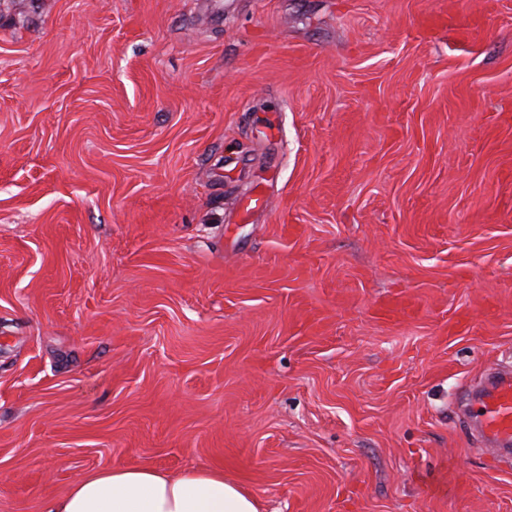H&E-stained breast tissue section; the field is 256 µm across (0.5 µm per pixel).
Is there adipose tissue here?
<instances>
[{
    "label": "adipose tissue",
    "instance_id": "obj_1",
    "mask_svg": "<svg viewBox=\"0 0 512 512\" xmlns=\"http://www.w3.org/2000/svg\"><path fill=\"white\" fill-rule=\"evenodd\" d=\"M44 512H259V504L219 471L172 476L140 466L87 474Z\"/></svg>",
    "mask_w": 512,
    "mask_h": 512
}]
</instances>
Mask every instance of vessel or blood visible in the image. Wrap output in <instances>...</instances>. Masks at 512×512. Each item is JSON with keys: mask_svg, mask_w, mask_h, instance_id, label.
Masks as SVG:
<instances>
[{"mask_svg": "<svg viewBox=\"0 0 512 512\" xmlns=\"http://www.w3.org/2000/svg\"><path fill=\"white\" fill-rule=\"evenodd\" d=\"M474 428L492 447H512V372L489 373L483 386L469 400Z\"/></svg>", "mask_w": 512, "mask_h": 512, "instance_id": "1", "label": "vessel or blood"}]
</instances>
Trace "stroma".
I'll return each instance as SVG.
<instances>
[{"label": "stroma", "instance_id": "1", "mask_svg": "<svg viewBox=\"0 0 512 512\" xmlns=\"http://www.w3.org/2000/svg\"><path fill=\"white\" fill-rule=\"evenodd\" d=\"M501 361L512 0H0V512H512L457 414ZM44 512H260L249 491L214 470L169 475L140 466L101 470L77 480Z\"/></svg>", "mask_w": 512, "mask_h": 512}]
</instances>
